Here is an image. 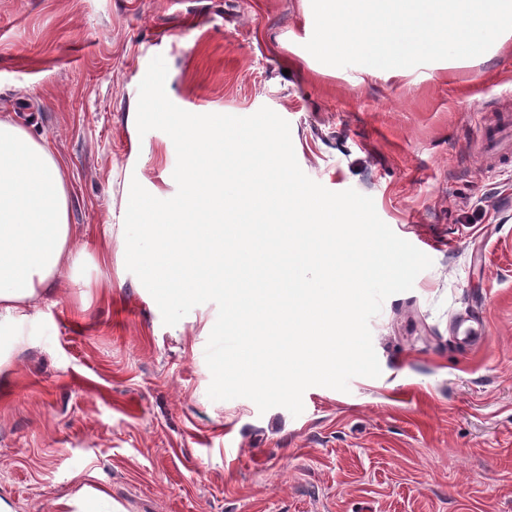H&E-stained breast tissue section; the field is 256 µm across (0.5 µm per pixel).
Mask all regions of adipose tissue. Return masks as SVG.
<instances>
[{"instance_id":"1","label":"adipose tissue","mask_w":512,"mask_h":512,"mask_svg":"<svg viewBox=\"0 0 512 512\" xmlns=\"http://www.w3.org/2000/svg\"><path fill=\"white\" fill-rule=\"evenodd\" d=\"M63 167L44 139L0 119V334L17 349L34 334L40 302L82 254Z\"/></svg>"}]
</instances>
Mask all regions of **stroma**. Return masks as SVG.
I'll return each instance as SVG.
<instances>
[{
    "label": "stroma",
    "mask_w": 512,
    "mask_h": 512,
    "mask_svg": "<svg viewBox=\"0 0 512 512\" xmlns=\"http://www.w3.org/2000/svg\"><path fill=\"white\" fill-rule=\"evenodd\" d=\"M313 31L311 0H0V119L63 160L87 246L83 287L61 280L0 374L12 512H54L81 473L127 512H512V171L475 142L512 108V40L395 74L318 62ZM158 55L175 105L269 107L310 179L432 259L370 322L379 377L310 387L296 417L209 398L216 304L164 325L125 266L131 182L177 191L171 138L136 127Z\"/></svg>",
    "instance_id": "35a3bbf8"
}]
</instances>
